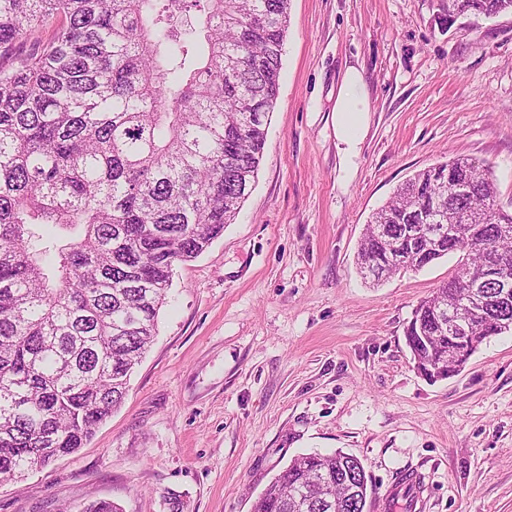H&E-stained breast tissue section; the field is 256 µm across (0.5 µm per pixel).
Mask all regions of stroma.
Wrapping results in <instances>:
<instances>
[{"label":"stroma","mask_w":512,"mask_h":512,"mask_svg":"<svg viewBox=\"0 0 512 512\" xmlns=\"http://www.w3.org/2000/svg\"><path fill=\"white\" fill-rule=\"evenodd\" d=\"M362 69L372 110L352 163L333 107ZM488 163L512 211V13L448 0H289L277 102L233 223L176 264L158 334L121 406L77 453L0 484V512H252L302 453L358 457L370 512H512V332L429 382L405 342L450 254L380 284L358 246L415 171ZM424 475L406 508L403 474ZM489 15L487 18L495 17L501 13L512 12V0H478ZM477 1H470L461 4L458 0H448V20L455 22L459 17L470 16L479 18L483 16L481 4Z\"/></svg>","instance_id":"obj_1"}]
</instances>
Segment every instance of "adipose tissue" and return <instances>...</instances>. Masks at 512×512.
<instances>
[{"mask_svg": "<svg viewBox=\"0 0 512 512\" xmlns=\"http://www.w3.org/2000/svg\"><path fill=\"white\" fill-rule=\"evenodd\" d=\"M334 110L340 152L345 160H353L371 110V101L358 68L351 67L345 71Z\"/></svg>", "mask_w": 512, "mask_h": 512, "instance_id": "adipose-tissue-1", "label": "adipose tissue"}]
</instances>
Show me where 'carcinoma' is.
Here are the masks:
<instances>
[{
    "mask_svg": "<svg viewBox=\"0 0 512 512\" xmlns=\"http://www.w3.org/2000/svg\"><path fill=\"white\" fill-rule=\"evenodd\" d=\"M489 17L512 0H479ZM289 0H0V483L84 447L124 399L153 341L173 266L232 223L258 174L276 104ZM34 38L31 53H14ZM472 187L474 197L456 196ZM436 212L473 239L437 288L463 298V267L488 309L470 334L440 329L429 295L405 331L414 367L471 358L509 331L496 252L512 213L491 168L466 157L413 174L372 215L358 265L387 275L449 253L405 232ZM469 211V223L448 216ZM361 489L336 498V479ZM368 476L341 451L296 456L252 512H367Z\"/></svg>",
    "mask_w": 512,
    "mask_h": 512,
    "instance_id": "obj_1",
    "label": "carcinoma"
}]
</instances>
